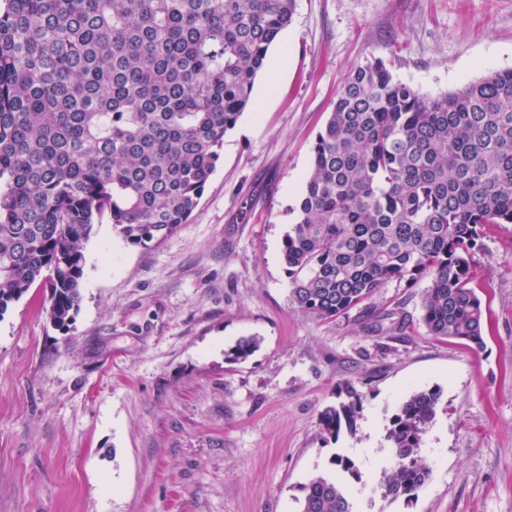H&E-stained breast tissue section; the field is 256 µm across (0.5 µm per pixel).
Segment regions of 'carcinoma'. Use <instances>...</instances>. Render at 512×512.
Returning <instances> with one entry per match:
<instances>
[{"instance_id":"1","label":"carcinoma","mask_w":512,"mask_h":512,"mask_svg":"<svg viewBox=\"0 0 512 512\" xmlns=\"http://www.w3.org/2000/svg\"><path fill=\"white\" fill-rule=\"evenodd\" d=\"M295 2L0 0V318L39 281L50 323L68 328L102 220L132 246L189 222ZM488 224H512V69L428 96L368 61L316 138L283 241L292 301L334 320L392 281L425 280L428 334L480 347L485 310L469 284ZM258 346L239 339L232 360ZM439 400L415 390L390 418L382 498L428 481L419 449ZM360 405L347 391L323 431L355 432ZM333 464L362 481L350 458ZM303 492L301 512H356L334 477Z\"/></svg>"}]
</instances>
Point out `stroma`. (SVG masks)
Here are the masks:
<instances>
[{
  "instance_id": "1",
  "label": "stroma",
  "mask_w": 512,
  "mask_h": 512,
  "mask_svg": "<svg viewBox=\"0 0 512 512\" xmlns=\"http://www.w3.org/2000/svg\"><path fill=\"white\" fill-rule=\"evenodd\" d=\"M376 57L429 96L510 69L512 0H296L190 222L144 247L95 225L69 330L37 284L0 318V512H301L339 454L363 476L357 512H512V224L486 226L474 256L483 347L428 335L422 282L375 295V327L290 298L282 244L312 148ZM247 336L259 348L229 360ZM349 385L356 431L327 436L320 414ZM429 388L430 478L384 500L389 419Z\"/></svg>"
}]
</instances>
